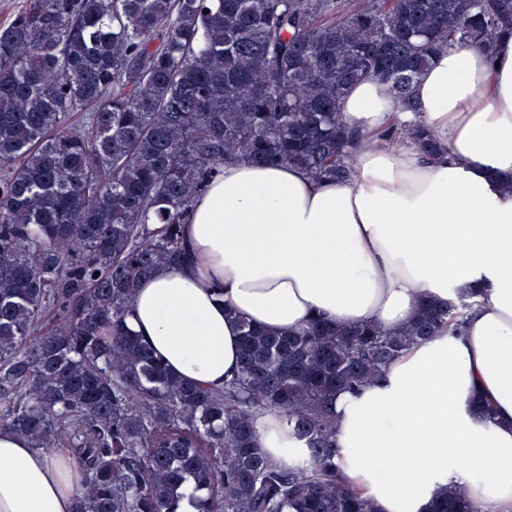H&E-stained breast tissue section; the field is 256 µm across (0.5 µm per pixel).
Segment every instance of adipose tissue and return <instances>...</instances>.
Here are the masks:
<instances>
[{"mask_svg":"<svg viewBox=\"0 0 512 512\" xmlns=\"http://www.w3.org/2000/svg\"><path fill=\"white\" fill-rule=\"evenodd\" d=\"M413 94L434 158L386 138L404 118L389 84H355L340 101L353 180L225 166L188 212L193 263L143 280L127 323L171 374L219 389L238 370L239 321L399 331L424 302L480 292L462 335L413 344L376 382L337 393L336 465L377 512H430L454 486L512 512V198L499 190L512 175V37L491 57L450 46ZM256 430L270 463L304 451L275 415ZM78 492L67 452L0 431V512H71Z\"/></svg>","mask_w":512,"mask_h":512,"instance_id":"obj_1","label":"adipose tissue"}]
</instances>
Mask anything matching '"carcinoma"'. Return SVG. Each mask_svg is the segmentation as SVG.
Instances as JSON below:
<instances>
[{
  "label": "carcinoma",
  "mask_w": 512,
  "mask_h": 512,
  "mask_svg": "<svg viewBox=\"0 0 512 512\" xmlns=\"http://www.w3.org/2000/svg\"><path fill=\"white\" fill-rule=\"evenodd\" d=\"M505 34L512 0H25L0 25V430L77 442L73 512H375L336 470V393L482 300L398 332L243 321L220 390L170 374L126 318L141 280L187 261L186 213L221 167L349 181V87L384 80L413 112L437 55ZM397 136L436 152L416 119ZM264 413L305 453L272 465ZM432 512L485 510L453 487Z\"/></svg>",
  "instance_id": "carcinoma-1"
}]
</instances>
